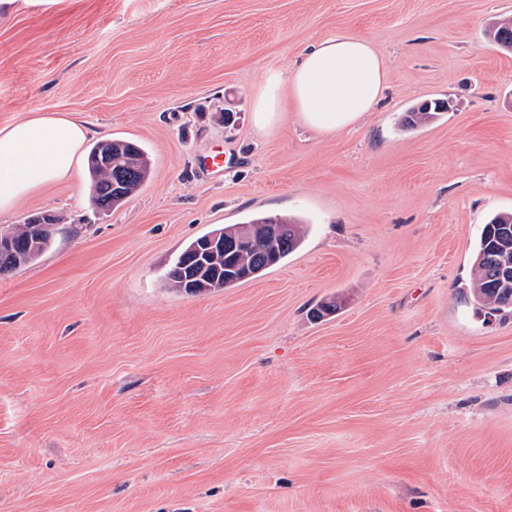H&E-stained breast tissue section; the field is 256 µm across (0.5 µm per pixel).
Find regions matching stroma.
<instances>
[{
	"label": "stroma",
	"mask_w": 512,
	"mask_h": 512,
	"mask_svg": "<svg viewBox=\"0 0 512 512\" xmlns=\"http://www.w3.org/2000/svg\"><path fill=\"white\" fill-rule=\"evenodd\" d=\"M499 16L512 0H18L0 126L66 112L152 172L105 214L82 165L0 216L58 219L0 276V512H512V314L467 288L512 212ZM335 33L387 58L380 101L318 132L286 98L258 127L267 76ZM426 99L451 108L400 132ZM257 214L302 222L281 264L168 284L186 243ZM491 26L487 27L486 36L488 40L495 46L506 49L503 44L504 36L509 40L512 49V19L510 18H495Z\"/></svg>",
	"instance_id": "1"
}]
</instances>
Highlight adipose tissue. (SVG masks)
Instances as JSON below:
<instances>
[{
  "instance_id": "ef3b65f1",
  "label": "adipose tissue",
  "mask_w": 512,
  "mask_h": 512,
  "mask_svg": "<svg viewBox=\"0 0 512 512\" xmlns=\"http://www.w3.org/2000/svg\"><path fill=\"white\" fill-rule=\"evenodd\" d=\"M388 63L371 40L336 34L307 47L288 75L270 74L255 110L260 122L280 111L278 89L302 121L324 132L352 126L382 97ZM91 130L68 114L29 112L0 126V214L31 193L68 180Z\"/></svg>"
}]
</instances>
